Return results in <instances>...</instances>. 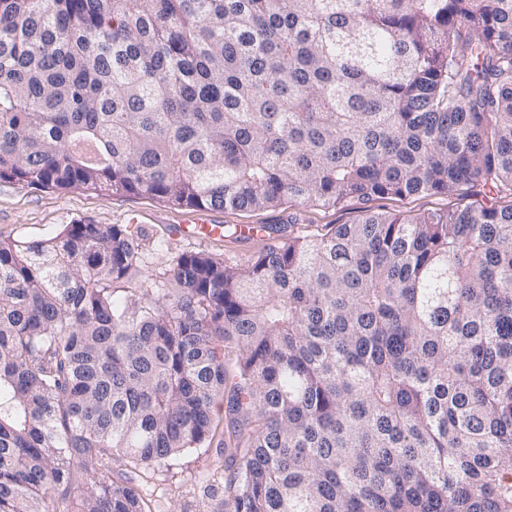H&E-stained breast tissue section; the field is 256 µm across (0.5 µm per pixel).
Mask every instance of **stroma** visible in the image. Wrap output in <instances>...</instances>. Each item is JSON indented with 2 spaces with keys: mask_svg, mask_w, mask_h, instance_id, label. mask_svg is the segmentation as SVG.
<instances>
[{
  "mask_svg": "<svg viewBox=\"0 0 512 512\" xmlns=\"http://www.w3.org/2000/svg\"><path fill=\"white\" fill-rule=\"evenodd\" d=\"M473 188L457 194L410 196L373 201V208L401 216L445 209L473 201ZM362 205L352 200L339 208L288 201L256 211L211 210L212 223L224 225L223 240L172 236L170 227L193 221L197 213L146 195L104 189L23 187L0 180V239H50L77 220L97 224H133L141 235V265L146 276L169 270L175 256L203 251L227 264L248 265L268 244L288 235L311 233L322 224H349L359 218ZM258 225L259 235H233L234 227ZM228 474L223 453L216 446L192 448L163 464L137 467L114 465V478H130L138 485L145 512H224V484Z\"/></svg>",
  "mask_w": 512,
  "mask_h": 512,
  "instance_id": "obj_1",
  "label": "stroma"
}]
</instances>
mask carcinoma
Instances as JSON below:
<instances>
[{"mask_svg": "<svg viewBox=\"0 0 512 512\" xmlns=\"http://www.w3.org/2000/svg\"><path fill=\"white\" fill-rule=\"evenodd\" d=\"M0 179L512 196V0H0ZM140 265L124 224L0 239V512H57L74 466L78 512H145L115 456L215 440L224 512H512V205Z\"/></svg>", "mask_w": 512, "mask_h": 512, "instance_id": "cac0c4a2", "label": "carcinoma"}]
</instances>
